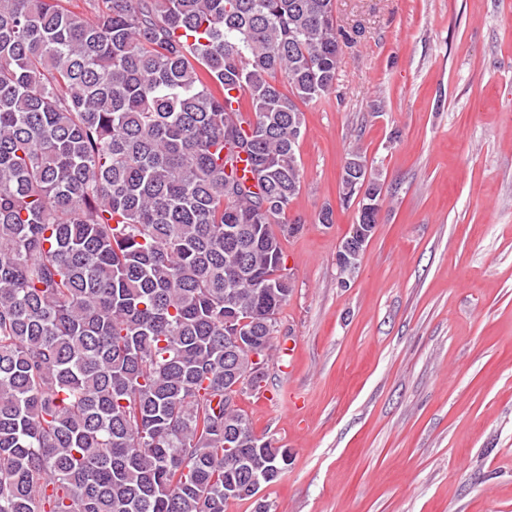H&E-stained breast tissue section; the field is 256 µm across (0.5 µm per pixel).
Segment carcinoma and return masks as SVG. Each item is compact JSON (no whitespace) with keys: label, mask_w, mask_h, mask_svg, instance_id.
Returning a JSON list of instances; mask_svg holds the SVG:
<instances>
[{"label":"carcinoma","mask_w":512,"mask_h":512,"mask_svg":"<svg viewBox=\"0 0 512 512\" xmlns=\"http://www.w3.org/2000/svg\"><path fill=\"white\" fill-rule=\"evenodd\" d=\"M63 2L0 0V512H224L288 467L224 389L290 293L333 0Z\"/></svg>","instance_id":"carcinoma-1"}]
</instances>
